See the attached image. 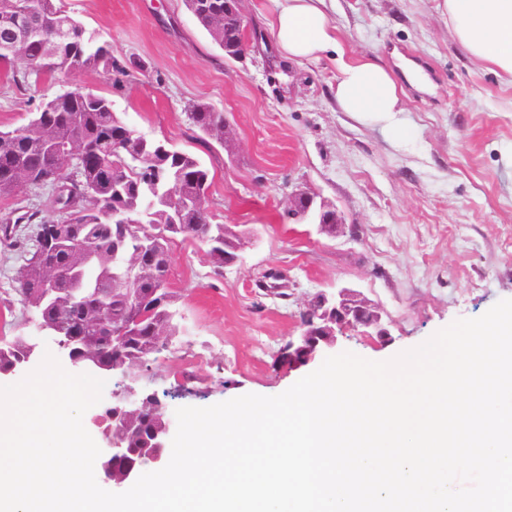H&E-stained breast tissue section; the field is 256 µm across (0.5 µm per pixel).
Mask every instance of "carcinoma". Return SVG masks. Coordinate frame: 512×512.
<instances>
[{"label": "carcinoma", "mask_w": 512, "mask_h": 512, "mask_svg": "<svg viewBox=\"0 0 512 512\" xmlns=\"http://www.w3.org/2000/svg\"><path fill=\"white\" fill-rule=\"evenodd\" d=\"M187 9L225 55L240 50V20L224 13V0H185ZM13 85L27 90L32 77L95 72L107 78L145 67L140 59L112 55L109 44L66 14L56 0H0V60ZM23 60L27 68L17 70ZM192 125L224 142V113L197 103ZM149 140L124 123L112 101L80 85L43 98L34 124L0 130V199L49 188L55 220L30 207L4 219L0 238L26 251L15 292L35 311L36 322L54 335L82 337L79 357L112 371L149 370L168 337L180 333L176 295L168 279L169 247L176 239L207 246L215 271L237 238L213 224L197 202L211 185L210 171L192 153ZM32 224V245L15 225ZM17 335L0 341V373L28 349ZM112 475L130 461L144 464L157 452L154 433L167 422L153 395L126 414Z\"/></svg>", "instance_id": "obj_1"}]
</instances>
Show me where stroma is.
<instances>
[{"instance_id": "35a3bbf8", "label": "stroma", "mask_w": 512, "mask_h": 512, "mask_svg": "<svg viewBox=\"0 0 512 512\" xmlns=\"http://www.w3.org/2000/svg\"><path fill=\"white\" fill-rule=\"evenodd\" d=\"M59 4L116 57L147 68L118 86L81 73L27 92L0 74V129L25 124L41 93L81 83L111 99L130 126L194 154L212 178V223L254 235L220 273L205 246H170L184 331L135 383L163 396L167 415L248 393L275 396L304 377L276 358L316 293L349 288L377 307L389 340L338 335L339 351L373 361L512 299V78L458 43L444 0H325L345 54L308 61L281 56L263 21L273 0H246L251 44L240 59L225 58L183 0ZM363 56L403 86V111L369 121L341 110L339 60ZM405 60L427 88L408 80ZM196 103L224 113L228 145L193 127ZM402 126L411 137L398 135ZM298 187L341 213L340 233L289 223L288 195ZM22 264L0 243V337L35 332L12 289Z\"/></svg>"}]
</instances>
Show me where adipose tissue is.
<instances>
[{
  "mask_svg": "<svg viewBox=\"0 0 512 512\" xmlns=\"http://www.w3.org/2000/svg\"><path fill=\"white\" fill-rule=\"evenodd\" d=\"M268 27L280 52L308 60L341 51L323 0H274ZM462 47L480 64L512 76V0H444ZM403 90L392 72L370 58L341 62L335 97L343 111L384 119L402 111Z\"/></svg>",
  "mask_w": 512,
  "mask_h": 512,
  "instance_id": "1",
  "label": "adipose tissue"
}]
</instances>
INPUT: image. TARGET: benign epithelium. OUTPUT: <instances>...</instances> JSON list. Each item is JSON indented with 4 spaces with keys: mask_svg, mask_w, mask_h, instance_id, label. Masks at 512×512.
<instances>
[{
    "mask_svg": "<svg viewBox=\"0 0 512 512\" xmlns=\"http://www.w3.org/2000/svg\"><path fill=\"white\" fill-rule=\"evenodd\" d=\"M288 219L296 224H333L341 227L342 216L325 201H316V196L299 188L288 195ZM369 314L370 320H360L361 313ZM381 317L375 314L370 306L355 294L342 289L335 295L320 293L308 304L302 315L298 336L288 341V369L298 370L314 363L319 358L335 349L337 343L336 330L343 327H378L377 335L386 336L388 331L380 326ZM61 357L66 366L75 374L90 373L89 365L75 359L68 352V344L56 340ZM140 392L132 387L114 389L110 392V400L100 404L91 416L90 422L102 444V455L108 460L99 472V480L112 486V490L123 492L128 490L142 474L143 466L136 463L127 465L120 479L112 476L109 461L116 457L122 448L119 431L122 420L117 413L110 416L111 424L101 421V412L107 410L115 401L124 402L125 406L137 404Z\"/></svg>",
    "mask_w": 512,
    "mask_h": 512,
    "instance_id": "obj_1",
    "label": "benign epithelium"
}]
</instances>
